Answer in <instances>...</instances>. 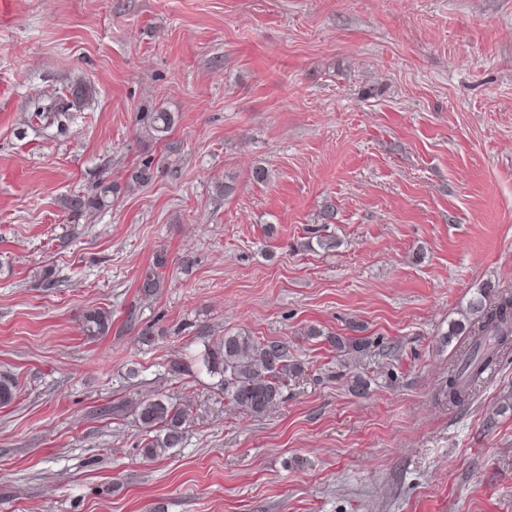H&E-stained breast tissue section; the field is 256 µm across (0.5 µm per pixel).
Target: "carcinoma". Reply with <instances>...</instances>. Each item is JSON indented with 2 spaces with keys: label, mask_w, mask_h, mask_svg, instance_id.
<instances>
[{
  "label": "carcinoma",
  "mask_w": 512,
  "mask_h": 512,
  "mask_svg": "<svg viewBox=\"0 0 512 512\" xmlns=\"http://www.w3.org/2000/svg\"><path fill=\"white\" fill-rule=\"evenodd\" d=\"M35 117L61 129L70 121L64 106L56 102ZM141 121L155 132H166L172 117L167 112H144ZM110 193L112 187L105 186L93 198L73 200L72 208L101 209ZM160 288V275L152 272L141 279L138 292L152 298ZM84 320L91 336H105L112 326L110 312L103 309L87 312ZM308 335L322 336L324 332L311 327ZM458 337L462 338L463 350L455 356L439 393L440 401L453 407L467 405L485 374L512 350V294L498 290L491 282L482 284L461 312V319L449 326L440 342L447 347ZM326 341L341 356L365 354L373 347L367 336L329 334ZM204 366L218 377L217 386L224 392V400L252 417L263 416L282 403L288 377L302 372L287 341L255 338L245 331L220 336L207 344ZM128 407L142 429V456L154 459L182 445L189 428V413L184 404L158 397L131 401Z\"/></svg>",
  "instance_id": "cac0c4a2"
}]
</instances>
